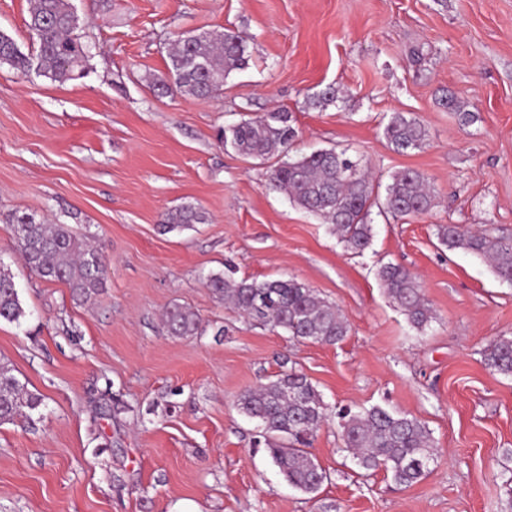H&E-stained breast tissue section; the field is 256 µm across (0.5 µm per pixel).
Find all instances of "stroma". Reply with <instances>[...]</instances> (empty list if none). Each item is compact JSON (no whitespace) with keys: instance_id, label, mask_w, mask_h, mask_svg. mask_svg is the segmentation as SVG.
Returning a JSON list of instances; mask_svg holds the SVG:
<instances>
[{"instance_id":"obj_1","label":"stroma","mask_w":512,"mask_h":512,"mask_svg":"<svg viewBox=\"0 0 512 512\" xmlns=\"http://www.w3.org/2000/svg\"><path fill=\"white\" fill-rule=\"evenodd\" d=\"M87 49L60 84L0 66V265L27 311L0 321V361L42 404L0 425V512H512V376L482 351L512 336V285L451 252L439 224L512 234V0H71ZM30 0H0V31L29 51ZM232 30L248 64L206 100L163 95L178 34ZM335 102L317 106L326 87ZM465 101L462 123L439 105ZM290 112L291 156L337 147L376 186L415 169L435 194L396 222L372 208L371 246L343 249L320 218L268 185L271 160L240 155L220 130ZM420 120L424 146L398 153L383 128ZM207 221L165 231L169 210ZM70 225L108 276L94 303L27 270L6 222ZM417 275L436 319L417 332L385 295L380 264ZM296 277L347 316L340 343L290 340L245 320L208 288ZM200 320L170 335L167 308ZM295 369L327 419L311 451L327 474L289 486L239 395ZM375 405L424 422L436 456L404 487L366 475L344 448L339 412Z\"/></svg>"}]
</instances>
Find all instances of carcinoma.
I'll list each match as a JSON object with an SVG mask.
<instances>
[{"label":"carcinoma","instance_id":"1","mask_svg":"<svg viewBox=\"0 0 512 512\" xmlns=\"http://www.w3.org/2000/svg\"><path fill=\"white\" fill-rule=\"evenodd\" d=\"M28 27L34 51L24 54L15 40L0 32V65L8 64L27 74L35 71L54 82L79 77L87 52L75 35L78 22L70 0H32ZM247 65L243 39L233 31L182 34L171 44L168 70L172 83L166 88L190 99H205L224 89L226 78ZM291 115L274 110L245 120L223 131L221 140L248 157L285 156L296 137ZM384 136L397 152L422 147L425 127L416 119L394 112ZM271 186L285 193L300 208L332 228L339 243L355 254L372 242L368 216L376 203L375 187L360 162L344 151L321 149L298 158L284 159L269 174ZM434 206L428 179L419 171L404 169L391 176L385 188L383 211L395 220L429 212ZM205 213L193 205L170 211L169 229L203 224ZM14 244L25 265L46 282L62 283L77 304L94 302L103 293L107 269L98 250L78 237L67 224L37 222L28 215L10 220ZM439 243L485 260L492 274L512 285V236L494 228L472 230L459 224H438ZM386 294L408 322L424 332L433 319L418 278L392 263L378 268ZM208 286L219 299L231 303L248 319L280 328L297 341L334 345L350 332V323L336 306L295 277L271 280H237L233 272L214 275ZM26 316L11 272L0 266V320L18 323ZM165 325L173 336H194L197 315L179 305L168 309ZM485 365L512 376V337H501L483 350ZM41 405L0 362V424L14 421ZM237 406L261 427L266 449L288 485L306 493L318 491L326 473L308 451L326 420L321 394L303 373L290 369L257 388L240 394ZM341 436L360 468L391 473L394 481L411 486L427 476L433 461L431 432L415 417L380 406L342 415Z\"/></svg>","mask_w":512,"mask_h":512}]
</instances>
